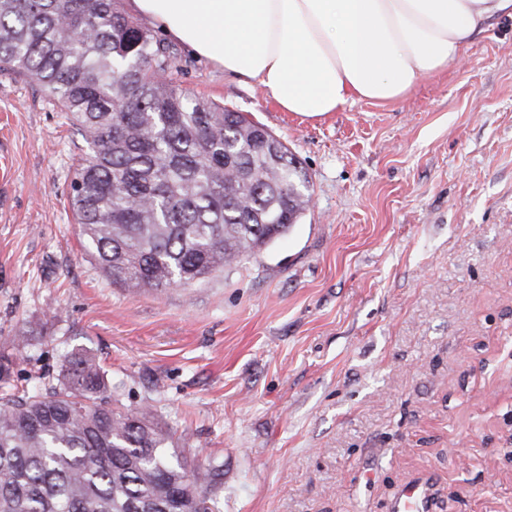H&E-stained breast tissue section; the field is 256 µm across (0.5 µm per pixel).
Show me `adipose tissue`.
<instances>
[{"instance_id":"1","label":"adipose tissue","mask_w":512,"mask_h":512,"mask_svg":"<svg viewBox=\"0 0 512 512\" xmlns=\"http://www.w3.org/2000/svg\"><path fill=\"white\" fill-rule=\"evenodd\" d=\"M127 7L305 119L357 100H402L492 21L512 19V0H128Z\"/></svg>"}]
</instances>
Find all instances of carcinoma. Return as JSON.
Instances as JSON below:
<instances>
[{
	"mask_svg": "<svg viewBox=\"0 0 512 512\" xmlns=\"http://www.w3.org/2000/svg\"><path fill=\"white\" fill-rule=\"evenodd\" d=\"M119 0H0V71L70 116L85 150L68 203L112 283L164 291L202 281L289 231L309 176L246 114L192 96L170 47ZM0 349V382L13 351ZM74 353L45 394L0 398V512H213L224 468L170 453L152 407L105 396Z\"/></svg>",
	"mask_w": 512,
	"mask_h": 512,
	"instance_id": "1",
	"label": "carcinoma"
}]
</instances>
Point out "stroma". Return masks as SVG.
I'll list each match as a JSON object with an SVG mask.
<instances>
[{"mask_svg": "<svg viewBox=\"0 0 512 512\" xmlns=\"http://www.w3.org/2000/svg\"><path fill=\"white\" fill-rule=\"evenodd\" d=\"M187 91L245 113L312 198L266 249L162 292L114 285L67 194L82 140L0 72V344L42 388L71 353L124 410L224 466L218 512H512V20L394 104L281 111L178 43ZM426 503V493L422 487H407L393 505L392 512H429Z\"/></svg>", "mask_w": 512, "mask_h": 512, "instance_id": "35a3bbf8", "label": "stroma"}]
</instances>
